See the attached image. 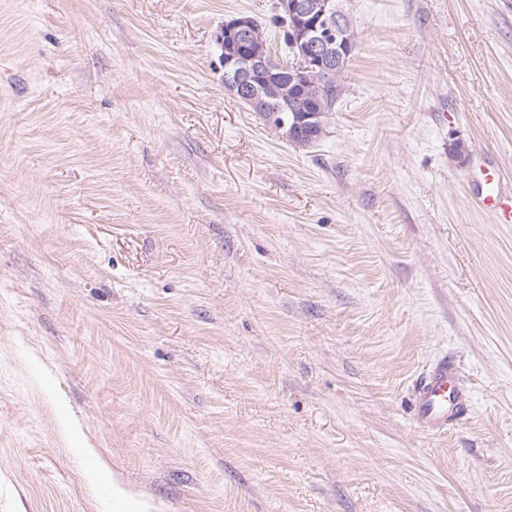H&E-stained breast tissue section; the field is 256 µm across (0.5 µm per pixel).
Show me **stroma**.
<instances>
[{
    "mask_svg": "<svg viewBox=\"0 0 512 512\" xmlns=\"http://www.w3.org/2000/svg\"><path fill=\"white\" fill-rule=\"evenodd\" d=\"M276 3L0 0V512H512V0H342L305 148L224 87ZM485 191L478 200L479 207L489 214L494 223L512 224V193L503 189V175L489 169L485 173ZM414 420L423 432L440 436L462 420L470 409V396L453 358L436 361L413 383ZM112 500L119 506L116 512H148L149 507L133 499L123 483L112 475Z\"/></svg>",
    "mask_w": 512,
    "mask_h": 512,
    "instance_id": "obj_1",
    "label": "stroma"
}]
</instances>
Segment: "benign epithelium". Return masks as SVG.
Returning a JSON list of instances; mask_svg holds the SVG:
<instances>
[{
	"label": "benign epithelium",
	"instance_id": "obj_1",
	"mask_svg": "<svg viewBox=\"0 0 512 512\" xmlns=\"http://www.w3.org/2000/svg\"><path fill=\"white\" fill-rule=\"evenodd\" d=\"M277 8L288 17V56L275 60V53L253 18L239 15L224 20L216 34L224 84L238 93L254 112H264L272 92L284 82L303 76L312 86L342 66L352 50L351 22L336 0H280ZM291 112L284 121L279 113H269L268 123L288 128L290 140L312 143L322 125L318 108L279 106Z\"/></svg>",
	"mask_w": 512,
	"mask_h": 512
}]
</instances>
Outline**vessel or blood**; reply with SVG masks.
Listing matches in <instances>:
<instances>
[{
  "instance_id": "vessel-or-blood-1",
  "label": "vessel or blood",
  "mask_w": 512,
  "mask_h": 512,
  "mask_svg": "<svg viewBox=\"0 0 512 512\" xmlns=\"http://www.w3.org/2000/svg\"><path fill=\"white\" fill-rule=\"evenodd\" d=\"M485 191L479 207L494 223L512 224V193L503 189L500 171L491 169L484 176ZM414 420L423 432L440 436L462 420L470 409V396L453 358L436 361L413 383Z\"/></svg>"
}]
</instances>
